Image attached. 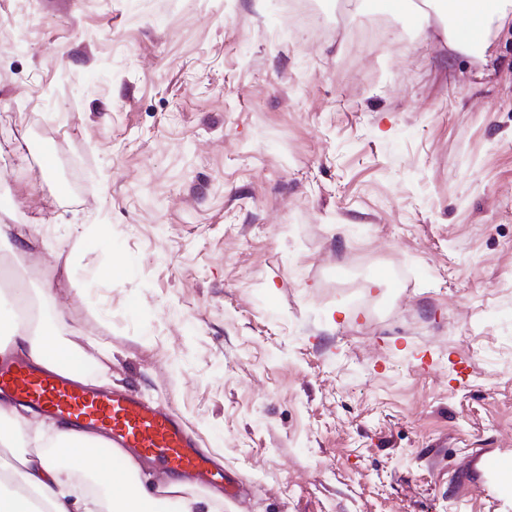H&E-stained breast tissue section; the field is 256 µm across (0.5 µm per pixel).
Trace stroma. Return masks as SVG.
Returning a JSON list of instances; mask_svg holds the SVG:
<instances>
[{"label": "stroma", "instance_id": "35a3bbf8", "mask_svg": "<svg viewBox=\"0 0 512 512\" xmlns=\"http://www.w3.org/2000/svg\"><path fill=\"white\" fill-rule=\"evenodd\" d=\"M308 2L0 0V224L219 512H512V22ZM443 2L446 0H423L420 5H416L417 13L424 22L423 30L429 35L430 29L439 33L445 43L451 48L471 53L481 47L486 40L490 30V25L496 21H504L508 18L507 7L512 5L509 0H451L456 15L459 18L475 19L480 28V39L478 43L473 44L467 39H463L448 31L446 20L443 19ZM455 15L448 16V23L457 33L468 39L475 40L477 30L473 25H464ZM437 19L444 21L445 25L440 26ZM14 224H0V243L5 242L10 244L12 255L19 262H23L29 254L28 249L32 247L34 238L32 236L25 237L20 234H15L13 230ZM10 236H13L15 241L11 243Z\"/></svg>", "mask_w": 512, "mask_h": 512}]
</instances>
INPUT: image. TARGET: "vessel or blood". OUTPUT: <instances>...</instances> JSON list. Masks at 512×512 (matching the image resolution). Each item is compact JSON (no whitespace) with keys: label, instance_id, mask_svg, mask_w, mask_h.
I'll list each match as a JSON object with an SVG mask.
<instances>
[{"label":"vessel or blood","instance_id":"b4317fda","mask_svg":"<svg viewBox=\"0 0 512 512\" xmlns=\"http://www.w3.org/2000/svg\"><path fill=\"white\" fill-rule=\"evenodd\" d=\"M0 392L95 435L86 459L110 458L121 470L125 455L158 461L174 474L206 476L210 462L178 418L127 391L106 392L25 363L0 364Z\"/></svg>","mask_w":512,"mask_h":512}]
</instances>
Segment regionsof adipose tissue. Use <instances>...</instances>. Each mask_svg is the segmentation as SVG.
<instances>
[{
    "label": "adipose tissue",
    "instance_id": "obj_1",
    "mask_svg": "<svg viewBox=\"0 0 512 512\" xmlns=\"http://www.w3.org/2000/svg\"><path fill=\"white\" fill-rule=\"evenodd\" d=\"M452 2L456 15L477 20L484 36L511 15L512 0ZM8 294L9 302L0 304V358L65 372L82 363L81 352L59 340L68 323L53 309L50 290L33 292L19 280ZM90 441L65 421L0 401V512H215L217 493L198 492L179 477L154 481L135 459L119 474L103 462L79 467Z\"/></svg>",
    "mask_w": 512,
    "mask_h": 512
}]
</instances>
